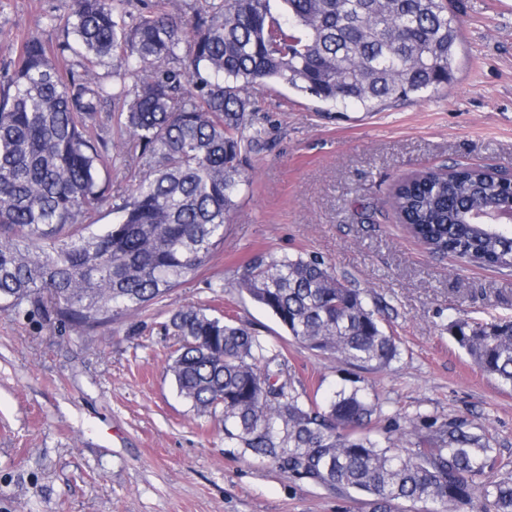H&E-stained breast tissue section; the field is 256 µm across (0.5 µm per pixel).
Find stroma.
Here are the masks:
<instances>
[{"label": "stroma", "instance_id": "stroma-1", "mask_svg": "<svg viewBox=\"0 0 512 512\" xmlns=\"http://www.w3.org/2000/svg\"><path fill=\"white\" fill-rule=\"evenodd\" d=\"M458 68L427 99L380 112L336 109L283 85L254 96L268 146L252 155L224 244L198 275L110 327L82 332L0 312V512H371L224 443L222 415L197 416L167 371L172 310L233 315L271 341L297 389L327 399L352 380L379 399L375 431L398 440L461 416L484 425L512 470V389L452 338L457 319L512 317V273L430 254L389 205L417 171L474 164L512 176V0H452ZM74 0H0V73L12 44L55 47ZM317 257L387 305L399 340L367 370L310 350L227 280L255 254Z\"/></svg>", "mask_w": 512, "mask_h": 512}]
</instances>
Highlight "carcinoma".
<instances>
[{
  "instance_id": "cac0c4a2",
  "label": "carcinoma",
  "mask_w": 512,
  "mask_h": 512,
  "mask_svg": "<svg viewBox=\"0 0 512 512\" xmlns=\"http://www.w3.org/2000/svg\"><path fill=\"white\" fill-rule=\"evenodd\" d=\"M120 0H75L64 21L85 60L61 73L46 46L12 47L0 76V312L24 310L76 330L112 325L195 276L224 243V224L265 146L253 90L286 85L335 106L379 112L423 98L453 77L460 32L445 0H210L190 17ZM112 68L104 82L96 68ZM139 153L138 179L112 195L101 172L109 141L101 112ZM512 182L480 166L427 169L397 183L392 207L437 255L512 271V235L476 217L496 210ZM117 221L96 224L104 203ZM227 286L268 310L311 350L375 369L398 355L379 305L316 257H253ZM168 365L200 415H224V442L329 494L365 496L373 512H512V471L461 417L406 446L371 434L376 404L342 387L320 405L294 386L281 353L255 332L203 309L172 311ZM453 339L485 374L512 388V320L459 319Z\"/></svg>"
}]
</instances>
